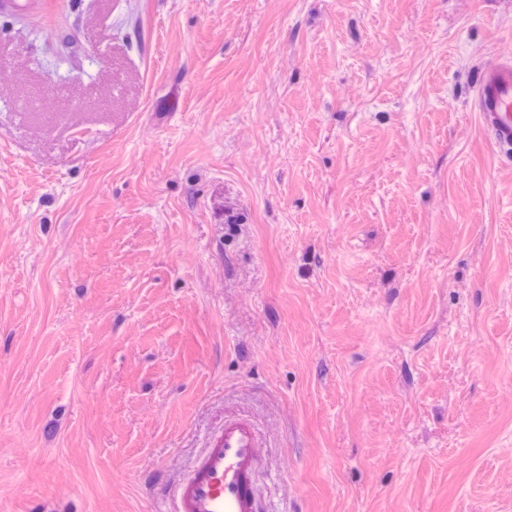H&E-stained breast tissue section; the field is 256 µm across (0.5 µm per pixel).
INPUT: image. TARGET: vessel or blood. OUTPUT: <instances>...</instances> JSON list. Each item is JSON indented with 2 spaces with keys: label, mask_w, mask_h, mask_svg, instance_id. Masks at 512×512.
Returning a JSON list of instances; mask_svg holds the SVG:
<instances>
[{
  "label": "vessel or blood",
  "mask_w": 512,
  "mask_h": 512,
  "mask_svg": "<svg viewBox=\"0 0 512 512\" xmlns=\"http://www.w3.org/2000/svg\"><path fill=\"white\" fill-rule=\"evenodd\" d=\"M473 109L501 150L512 149V61L483 68L474 83ZM263 463L247 420H225L223 430L169 491L172 512H259L254 475Z\"/></svg>",
  "instance_id": "vessel-or-blood-1"
}]
</instances>
